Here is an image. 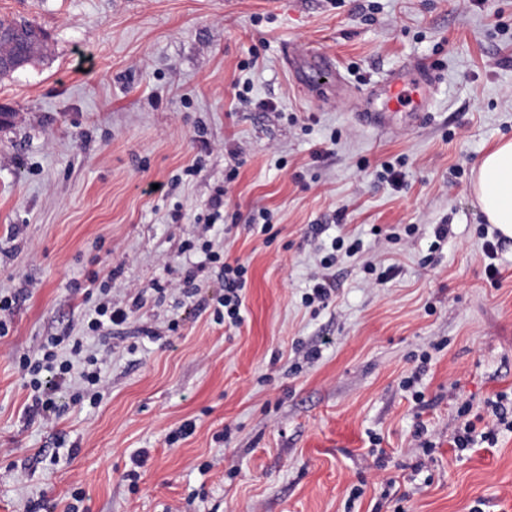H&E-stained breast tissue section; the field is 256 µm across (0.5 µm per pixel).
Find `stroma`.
I'll list each match as a JSON object with an SVG mask.
<instances>
[{
    "instance_id": "obj_1",
    "label": "stroma",
    "mask_w": 512,
    "mask_h": 512,
    "mask_svg": "<svg viewBox=\"0 0 512 512\" xmlns=\"http://www.w3.org/2000/svg\"><path fill=\"white\" fill-rule=\"evenodd\" d=\"M0 15L49 35L0 78V292L20 295L0 335V512H65L76 488L87 512H512V432L454 445L461 409L485 432L490 400L512 398V240L469 192L479 156L512 139V0H0ZM289 43L335 59L331 93L287 68ZM412 63L439 77L431 109L364 122L360 92ZM399 158L401 185L379 180ZM219 186L209 238L248 267L237 326L214 319V272L189 302L152 289ZM261 207L266 235L249 229ZM398 224L413 234L387 241ZM336 237L362 248L323 269ZM110 270L113 299L140 304L87 340L104 398L73 403V384L42 421L15 357L82 335L88 279ZM323 274L331 299L305 305Z\"/></svg>"
}]
</instances>
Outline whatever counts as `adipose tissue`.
<instances>
[{
	"instance_id": "ef3b65f1",
	"label": "adipose tissue",
	"mask_w": 512,
	"mask_h": 512,
	"mask_svg": "<svg viewBox=\"0 0 512 512\" xmlns=\"http://www.w3.org/2000/svg\"><path fill=\"white\" fill-rule=\"evenodd\" d=\"M470 189L487 222L512 239V139L479 159Z\"/></svg>"
}]
</instances>
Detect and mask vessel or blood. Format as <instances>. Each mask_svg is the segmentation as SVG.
I'll return each instance as SVG.
<instances>
[{
	"instance_id": "b4317fda",
	"label": "vessel or blood",
	"mask_w": 512,
	"mask_h": 512,
	"mask_svg": "<svg viewBox=\"0 0 512 512\" xmlns=\"http://www.w3.org/2000/svg\"><path fill=\"white\" fill-rule=\"evenodd\" d=\"M436 82V74L424 65L396 68L385 79L363 90L362 113L371 123H380L381 114L370 109L371 102L375 100L381 101L389 112H400L407 108L428 110Z\"/></svg>"
}]
</instances>
